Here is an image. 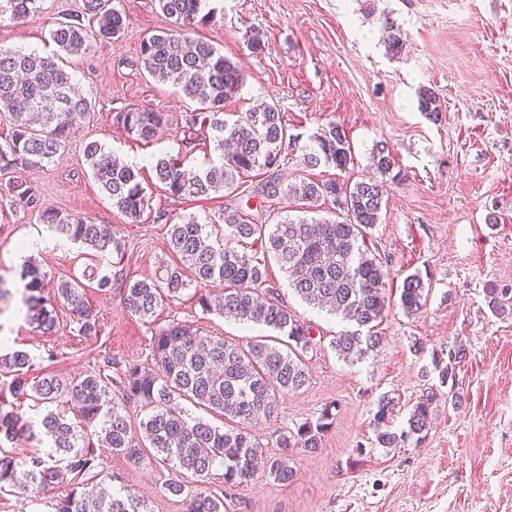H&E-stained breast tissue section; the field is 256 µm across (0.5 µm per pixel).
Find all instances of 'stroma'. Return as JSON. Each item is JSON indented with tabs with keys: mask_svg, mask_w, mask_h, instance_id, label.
<instances>
[{
	"mask_svg": "<svg viewBox=\"0 0 512 512\" xmlns=\"http://www.w3.org/2000/svg\"><path fill=\"white\" fill-rule=\"evenodd\" d=\"M126 14L125 31L112 42H88L66 57L65 68L92 104L80 132L53 162L36 172L47 205L116 228L122 258L90 250L46 230L37 215L14 205L7 177L0 176V277L14 294L0 310V353L22 349L30 376L53 372L75 377L102 366L105 357L151 362L150 339L175 322L245 343L265 328L202 309L195 286L166 301L148 320L128 315L119 291L88 289L99 318L97 335L79 333L73 316L57 306L58 332L44 336L26 317L17 272L35 261L58 281L81 275L86 266L132 282L162 275L174 258L165 225L128 223L92 178L83 155L97 140L140 168L153 210L171 217L194 216L207 230L223 233L220 219L238 197L217 192L201 199L170 197L156 180L155 158L185 159L195 169L218 161L213 140L187 144L180 125L195 105L142 68V39L170 21L155 0H113ZM214 17L194 36L237 61L244 75L238 99L227 111L247 112L277 103L288 127L286 148L308 144L324 125L343 126L354 148L347 173L356 181L368 172L376 142L396 152L400 176L388 184V205L369 248L387 260L390 280L401 283L418 271L431 279L426 306L406 315L398 300L380 326L381 347L349 364L329 341L342 324L296 296L276 262L268 271L285 304L311 322L321 339L305 355L306 387L281 398L270 421L253 428L265 450L276 452L280 431L318 418L331 407L333 425L322 446L294 449V479L287 484L257 471L227 500L228 512H512V0H209ZM81 0H40L27 21L0 14V46L50 53L49 32ZM399 27L401 58L387 55V23ZM264 35L263 51L251 52L247 27ZM432 87L446 107L438 119L417 109L419 86ZM151 108L170 122L157 140L137 142L114 124L115 113ZM38 239L29 256L22 242ZM506 304L494 311L489 300ZM465 350L455 366V385L437 404L424 439L402 448L375 445L374 412L380 395L395 400L391 419L403 430L412 406L438 384L432 360ZM106 471L121 474L149 512H186L166 485L168 465L153 456L139 464L108 449Z\"/></svg>",
	"mask_w": 512,
	"mask_h": 512,
	"instance_id": "35a3bbf8",
	"label": "stroma"
}]
</instances>
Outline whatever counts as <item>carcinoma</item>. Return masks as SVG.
Instances as JSON below:
<instances>
[{
  "label": "carcinoma",
  "mask_w": 512,
  "mask_h": 512,
  "mask_svg": "<svg viewBox=\"0 0 512 512\" xmlns=\"http://www.w3.org/2000/svg\"><path fill=\"white\" fill-rule=\"evenodd\" d=\"M12 15L27 19L38 13V0H6ZM171 27L141 43L139 61L156 80L172 83L197 111L186 115L184 140H201L205 129L214 133L217 146L229 143L223 161L206 170L187 169L178 159L161 157L153 171L173 198L207 197L212 192L236 193L243 178L265 171V180L246 193L271 208L291 201L315 210L329 203L343 219H282L266 224L241 206L224 210V224L237 239L265 241L267 252L288 277V286L307 304L336 315L349 327L336 333L331 349L345 362L362 360L382 343L379 326L390 304L388 263L367 254L366 239L381 223L387 207V177L399 163L384 142L370 153L371 173L353 183L314 179L308 171L320 166L345 172L354 163L353 148L343 126L330 123L312 143L302 148L295 161L282 153L287 127L275 103L244 113L230 121L224 105L239 98L244 75L238 63L210 42L191 36L193 26L207 22L211 12L201 13L203 0H155ZM123 11L112 0H82L81 15L59 22L49 36L67 55L84 50L89 39L109 42L125 30ZM0 104L12 114L11 134L0 142V171H29L51 162L62 146L75 137L91 109L89 100L71 83L62 60L0 46ZM417 109L438 118L443 105L433 88L417 91ZM134 139L149 144L167 115L148 109H132L114 115ZM85 160L101 189L131 223H140L150 209L151 196L140 180L141 172L112 158L104 144L84 146ZM19 207L35 213L42 224L57 234L101 254H119L122 243L110 224H95L78 215L43 205L36 181L7 185ZM167 222V241L175 263L155 279L128 283L121 289L125 311L141 320L153 317L166 300L176 297L189 283L199 288L198 304L205 311L233 316L242 322L265 326L274 332L267 339L245 345L201 333L174 323L150 339L154 367L137 361L104 360V368L80 378L54 373L29 377V354L23 350L0 354V372L12 376L9 391L14 402L0 400V442L25 436H44L52 451L48 458L0 451V490L38 501L62 484L72 489L52 503L54 512H149L147 505L112 483L122 477L110 474L100 481L85 476L102 465L94 453L99 441L132 462L147 450L173 468L176 478L167 490L183 498L187 512H226L224 499L249 481L258 463L266 465L274 481L293 480L290 453L302 448L309 453L321 447L332 425L331 407L316 421L303 422L279 435L276 454L266 453L252 428L269 419L280 398L306 386L309 371L305 353L314 341L311 323L301 320L279 298L278 286L259 258L211 239L205 225L194 217L169 223L162 211L154 221ZM24 282L27 319L45 336L59 329L54 302L72 312L78 332L97 333L98 316L86 298L85 288L101 292L113 288L112 276L92 271L82 278L50 285L47 274L28 260L19 271ZM219 282L217 293L208 287ZM54 288V299L45 296ZM399 305L408 315L426 305L429 280L414 272L397 287ZM455 354L445 363L433 360L441 383L454 376ZM121 398L109 399L112 386ZM438 392L428 389L413 405L408 429H390L392 399L384 395L376 403V442L382 448H401L414 435L422 439L431 424ZM35 406L66 405L71 417L49 410L39 429L24 417L27 401ZM189 401L224 425L191 415L181 406ZM137 403L145 416L134 422L127 405Z\"/></svg>",
  "instance_id": "carcinoma-1"
}]
</instances>
